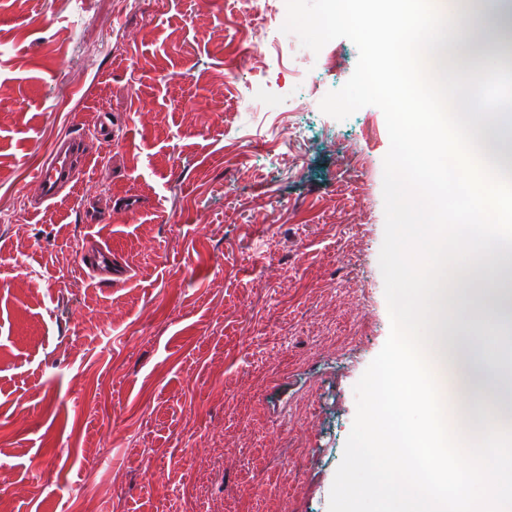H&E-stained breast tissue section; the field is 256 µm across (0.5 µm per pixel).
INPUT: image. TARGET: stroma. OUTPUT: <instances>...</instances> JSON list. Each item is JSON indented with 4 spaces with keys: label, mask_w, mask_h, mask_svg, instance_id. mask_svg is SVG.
Here are the masks:
<instances>
[{
    "label": "stroma",
    "mask_w": 512,
    "mask_h": 512,
    "mask_svg": "<svg viewBox=\"0 0 512 512\" xmlns=\"http://www.w3.org/2000/svg\"><path fill=\"white\" fill-rule=\"evenodd\" d=\"M147 2L0 0V512H328L390 332L384 115L320 110L348 39L327 73L244 24L262 0ZM74 131L73 189L20 207Z\"/></svg>",
    "instance_id": "stroma-1"
}]
</instances>
